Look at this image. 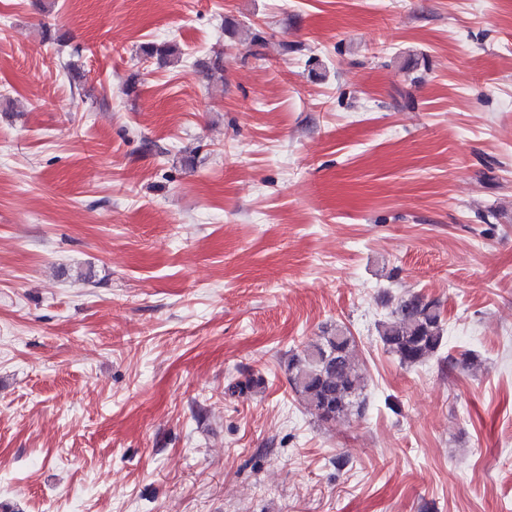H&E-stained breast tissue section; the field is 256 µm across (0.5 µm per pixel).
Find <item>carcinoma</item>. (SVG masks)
I'll return each mask as SVG.
<instances>
[{
    "mask_svg": "<svg viewBox=\"0 0 512 512\" xmlns=\"http://www.w3.org/2000/svg\"><path fill=\"white\" fill-rule=\"evenodd\" d=\"M378 333L384 348L401 364H422L444 344L440 306L421 295L403 297ZM355 349L354 336L338 326L288 358L292 390L323 421L360 416L366 409L367 380L355 363Z\"/></svg>",
    "mask_w": 512,
    "mask_h": 512,
    "instance_id": "1",
    "label": "carcinoma"
}]
</instances>
